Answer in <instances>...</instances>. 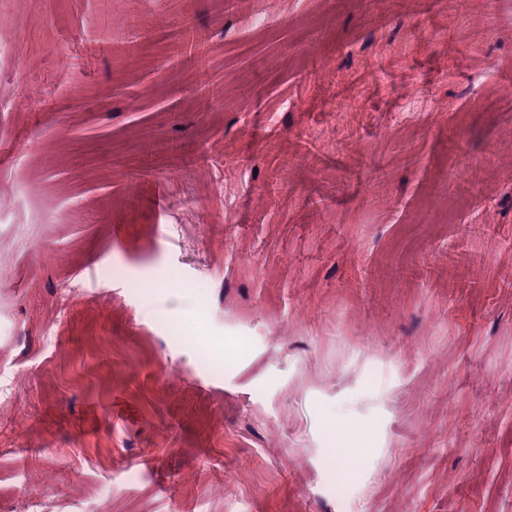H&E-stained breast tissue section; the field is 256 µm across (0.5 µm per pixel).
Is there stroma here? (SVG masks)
Instances as JSON below:
<instances>
[{"label": "stroma", "instance_id": "obj_1", "mask_svg": "<svg viewBox=\"0 0 512 512\" xmlns=\"http://www.w3.org/2000/svg\"><path fill=\"white\" fill-rule=\"evenodd\" d=\"M0 151V512H512V0H0Z\"/></svg>", "mask_w": 512, "mask_h": 512}]
</instances>
